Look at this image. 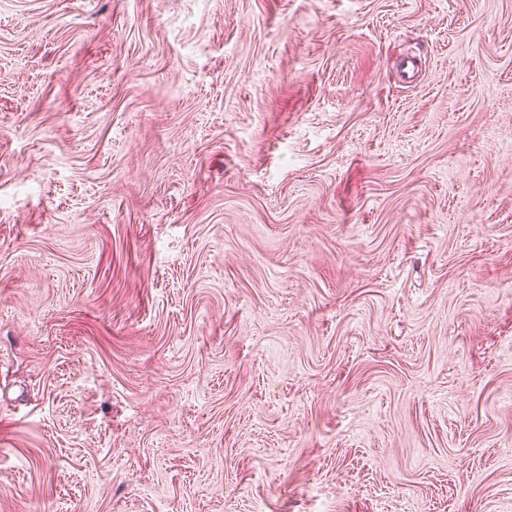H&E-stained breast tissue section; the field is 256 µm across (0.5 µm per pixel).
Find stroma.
I'll return each instance as SVG.
<instances>
[{
	"label": "stroma",
	"mask_w": 512,
	"mask_h": 512,
	"mask_svg": "<svg viewBox=\"0 0 512 512\" xmlns=\"http://www.w3.org/2000/svg\"><path fill=\"white\" fill-rule=\"evenodd\" d=\"M0 512H512V0H0Z\"/></svg>",
	"instance_id": "35a3bbf8"
}]
</instances>
